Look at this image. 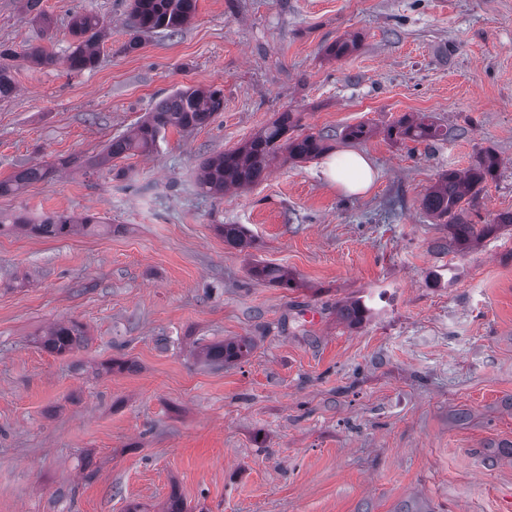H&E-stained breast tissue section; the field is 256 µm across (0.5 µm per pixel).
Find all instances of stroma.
I'll use <instances>...</instances> for the list:
<instances>
[{
  "label": "stroma",
  "mask_w": 512,
  "mask_h": 512,
  "mask_svg": "<svg viewBox=\"0 0 512 512\" xmlns=\"http://www.w3.org/2000/svg\"><path fill=\"white\" fill-rule=\"evenodd\" d=\"M129 0H41L49 30L0 0V180L52 179L0 196V215H92L104 231L0 235V512H501L512 462V226L458 251L421 207L447 172L487 151L501 166L467 209L512 211V0H198L174 36L133 35ZM106 27L96 66L68 71L75 14ZM354 36L358 49L326 48ZM53 64L27 59L34 47ZM215 85L224 110L157 151L90 167L107 142L176 88ZM331 153L368 155L379 177L343 195L321 159L276 160L246 189L212 196L200 163L278 112ZM406 115L447 130L400 142ZM364 124L369 139L348 142ZM244 225L241 250L216 227ZM288 268L294 287L250 278ZM371 309L347 327L336 305ZM85 325L66 356L38 338ZM238 336L230 365L198 347ZM116 359L124 370L101 371ZM54 172L53 168L40 165L21 167L13 176L0 181V195L19 191L29 184L49 180Z\"/></svg>",
  "instance_id": "1"
}]
</instances>
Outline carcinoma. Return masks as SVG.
Instances as JSON below:
<instances>
[{
    "instance_id": "1",
    "label": "carcinoma",
    "mask_w": 512,
    "mask_h": 512,
    "mask_svg": "<svg viewBox=\"0 0 512 512\" xmlns=\"http://www.w3.org/2000/svg\"><path fill=\"white\" fill-rule=\"evenodd\" d=\"M197 0H132L133 27L141 33L164 32L178 34L194 17ZM102 21L93 14H79L71 23V34L76 45L67 57L71 72L93 68L98 60ZM224 111V91L208 88L184 87L173 90L160 98L145 120L137 124L127 135L113 138L99 157L106 164L140 151H153L160 135L170 128L182 131L201 128L214 121L215 115ZM299 117L295 112L283 111L277 118L252 136L240 147L205 159L199 167L198 185L206 193L221 196L229 189H240L263 180L271 164L284 154L294 161L314 160L328 147L322 134L296 135ZM396 140L428 141L448 136V131L433 122L415 121L405 117L387 131ZM499 167V159L493 153L481 155L476 163L464 171L444 174L438 183L424 196L422 207L427 215L448 226L451 239L464 250L480 236L491 230V224L481 227L462 217V203L478 193V187L493 177ZM54 169L31 165L18 169L13 176L0 181V195L16 192L23 187L50 179ZM99 227V220L92 215L82 218L71 216H45L37 221L18 214L0 219V235L21 229L46 238L69 236L78 230L91 231ZM219 231L224 242L245 248L250 241L247 230L240 224H221ZM255 279L278 284L283 288L292 285L288 271L275 265L255 263L249 268ZM340 320L350 327L363 323L368 312L360 300L336 305ZM85 342L83 325L76 321L59 322L40 338L47 352L57 356L72 353ZM254 343L247 337L211 344L202 349L205 360L213 364H228L248 356Z\"/></svg>"
}]
</instances>
